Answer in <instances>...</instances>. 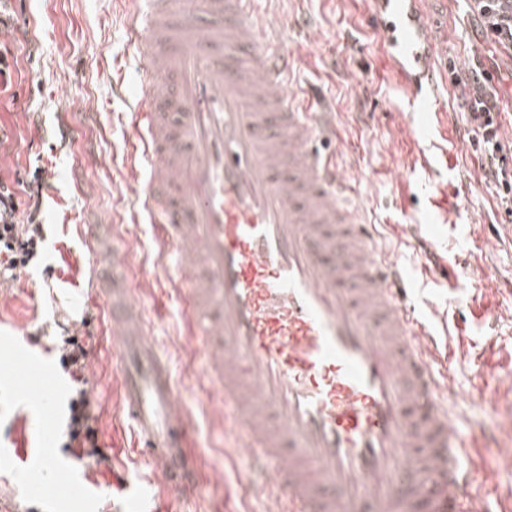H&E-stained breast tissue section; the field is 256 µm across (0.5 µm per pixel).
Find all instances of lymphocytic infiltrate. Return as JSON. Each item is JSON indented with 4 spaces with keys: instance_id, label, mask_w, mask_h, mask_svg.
<instances>
[{
    "instance_id": "lymphocytic-infiltrate-1",
    "label": "lymphocytic infiltrate",
    "mask_w": 512,
    "mask_h": 512,
    "mask_svg": "<svg viewBox=\"0 0 512 512\" xmlns=\"http://www.w3.org/2000/svg\"><path fill=\"white\" fill-rule=\"evenodd\" d=\"M468 10L482 25L481 34L499 55L512 57V0H466ZM495 72L480 58H473L465 74H453L459 87L458 106L466 118L464 134L480 161L485 182L496 190L499 206L512 215V151L500 139L502 104L494 82ZM42 169L32 181L8 182L0 178V276L25 271L44 241L41 213ZM59 364L74 384L68 401L64 446L72 459L94 470L108 462L98 444L100 405L85 387L89 350L80 336L63 332L57 346Z\"/></svg>"
}]
</instances>
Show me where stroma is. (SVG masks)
I'll list each match as a JSON object with an SVG mask.
<instances>
[{"label":"stroma","instance_id":"1","mask_svg":"<svg viewBox=\"0 0 512 512\" xmlns=\"http://www.w3.org/2000/svg\"><path fill=\"white\" fill-rule=\"evenodd\" d=\"M21 76L0 96V125L9 140L0 145V177L31 179L45 170L41 221L44 250L17 281L0 286V500L27 512L28 478L37 474L51 486L41 512H272L265 494L248 493L238 483L249 450L239 439L224 401L205 380L208 355L198 345L179 305L178 283L159 261L152 224L139 217L128 192L140 175L130 161L126 130L130 114L112 86H135L139 79L126 29L128 0H11ZM429 17L446 22L453 39L450 60L471 59L484 42L467 13L465 0H424ZM263 13L310 23L293 31L298 61L292 91L315 96L336 116L337 137L326 150L359 185V201L382 242L398 251L417 279L411 299L420 314L437 306L443 320L439 345L455 355L447 375L448 407L465 443L464 466L478 473L474 505L501 512L512 499V232L497 206L493 186L479 181L478 159L467 141L441 157L436 186H422L410 174V144L404 126L409 111L405 89L382 68L381 36L368 18L364 0H260ZM71 129L66 143L53 136L58 114ZM466 199L455 196L460 183ZM441 220L437 242L445 261L459 258L485 268L481 291L456 275L431 273L414 246L410 225L428 217ZM115 223L133 270L152 269L138 295L152 324L148 339L168 362L177 396L205 450V487L169 493L153 461L132 449L135 431L123 406L120 374L101 314L93 298L91 259L79 237L83 224ZM494 237L484 248L483 238ZM494 308V324L480 317ZM90 320L94 334L86 386L103 405L99 443L110 460L95 473L69 471L63 447L67 398L72 382L58 364L54 338L62 328L80 329ZM498 375L493 404L471 402L474 364ZM27 373L42 375L53 390L51 433L37 431L38 400L24 387ZM69 471L68 483L58 481Z\"/></svg>","mask_w":512,"mask_h":512}]
</instances>
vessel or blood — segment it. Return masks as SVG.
I'll return each instance as SVG.
<instances>
[{"label": "vessel or blood", "mask_w": 512, "mask_h": 512, "mask_svg": "<svg viewBox=\"0 0 512 512\" xmlns=\"http://www.w3.org/2000/svg\"><path fill=\"white\" fill-rule=\"evenodd\" d=\"M130 2L142 70L131 138L149 170L134 201L248 441L246 491L272 492L275 512H476L441 403L453 359L323 152L330 113L286 92L287 21L262 17L256 0ZM366 2L414 112L446 114L434 58L447 35L420 0ZM109 273L98 298L138 442L169 487L199 485L205 451L146 340L117 239Z\"/></svg>", "instance_id": "obj_1"}]
</instances>
